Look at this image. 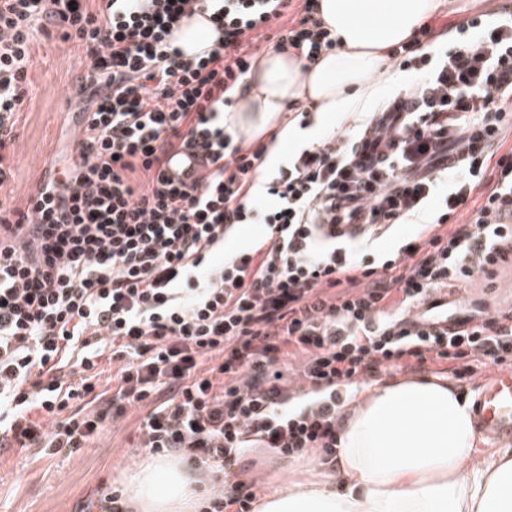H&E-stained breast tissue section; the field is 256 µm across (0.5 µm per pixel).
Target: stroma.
I'll list each match as a JSON object with an SVG mask.
<instances>
[{"label":"stroma","mask_w":512,"mask_h":512,"mask_svg":"<svg viewBox=\"0 0 512 512\" xmlns=\"http://www.w3.org/2000/svg\"><path fill=\"white\" fill-rule=\"evenodd\" d=\"M29 72L28 100L17 125L19 146L11 185L24 200L40 173L69 149L64 130L75 106L73 94L90 65L82 47L37 33ZM151 403L129 408L117 423L105 427L76 452L13 448L0 454V512H75L98 491L123 486L149 456L141 446L140 425ZM324 469L313 456L285 457L258 448L248 454L227 483L261 478L257 495L288 482L312 481Z\"/></svg>","instance_id":"35a3bbf8"}]
</instances>
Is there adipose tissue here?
Returning <instances> with one entry per match:
<instances>
[{
	"label": "adipose tissue",
	"mask_w": 512,
	"mask_h": 512,
	"mask_svg": "<svg viewBox=\"0 0 512 512\" xmlns=\"http://www.w3.org/2000/svg\"><path fill=\"white\" fill-rule=\"evenodd\" d=\"M338 42L310 62L268 51L252 67L248 88L226 116L255 139L279 130L273 153L300 134L283 117L294 103L331 117L366 111L405 77L387 72L388 47L408 41L448 0H317ZM342 485L290 483L266 494L257 512H512V452L480 451L467 400L440 378L359 390L336 445ZM194 480L175 462L156 460L134 479L127 512H192Z\"/></svg>",
	"instance_id": "adipose-tissue-1"
}]
</instances>
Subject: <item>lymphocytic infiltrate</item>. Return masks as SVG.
Wrapping results in <instances>:
<instances>
[{"mask_svg": "<svg viewBox=\"0 0 512 512\" xmlns=\"http://www.w3.org/2000/svg\"><path fill=\"white\" fill-rule=\"evenodd\" d=\"M201 11L223 35L189 58L170 35ZM459 30L451 49L426 26L388 51L416 76L393 127L357 142L334 129L273 170L276 132L246 141L224 110L264 35L310 61L335 49L315 0H0V448L83 447L165 387L142 446L208 475L199 512H253L250 486L224 475L255 448L335 462L354 382L512 366V317L452 336L404 326L512 243V13ZM39 31L85 48L89 106L66 167L19 203L7 187ZM187 148L206 165L173 181L167 157ZM356 219L358 239L340 230ZM408 222L411 237L373 250ZM243 224L264 232L233 246Z\"/></svg>", "mask_w": 512, "mask_h": 512, "instance_id": "lymphocytic-infiltrate-1", "label": "lymphocytic infiltrate"}]
</instances>
